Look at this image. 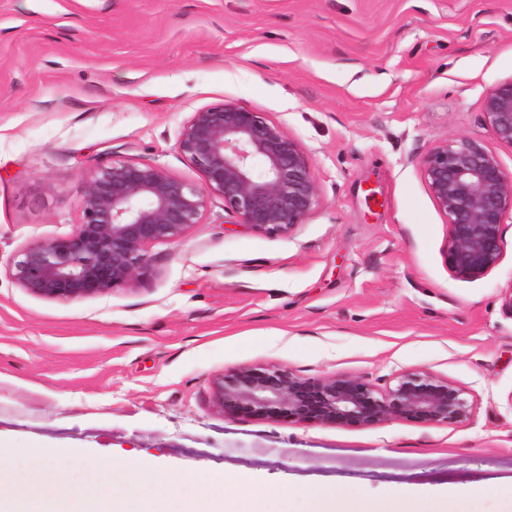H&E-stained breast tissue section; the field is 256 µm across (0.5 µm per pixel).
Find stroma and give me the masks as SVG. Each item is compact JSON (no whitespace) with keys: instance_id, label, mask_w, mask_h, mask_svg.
Wrapping results in <instances>:
<instances>
[{"instance_id":"stroma-1","label":"stroma","mask_w":512,"mask_h":512,"mask_svg":"<svg viewBox=\"0 0 512 512\" xmlns=\"http://www.w3.org/2000/svg\"><path fill=\"white\" fill-rule=\"evenodd\" d=\"M512 78V0H0V438L142 458L184 494L512 487V219L502 259L461 279L422 159L496 142L486 91ZM233 101L305 148L319 206L288 235L201 223L149 247L135 285L71 302L8 274L23 246L72 234L104 160L199 182L177 149L196 109ZM276 365L378 389L448 379L468 421L374 427L218 413L212 382ZM214 476V483L192 476Z\"/></svg>"}]
</instances>
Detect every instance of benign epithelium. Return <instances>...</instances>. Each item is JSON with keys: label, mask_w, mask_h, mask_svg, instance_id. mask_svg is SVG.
Returning a JSON list of instances; mask_svg holds the SVG:
<instances>
[{"label": "benign epithelium", "mask_w": 512, "mask_h": 512, "mask_svg": "<svg viewBox=\"0 0 512 512\" xmlns=\"http://www.w3.org/2000/svg\"><path fill=\"white\" fill-rule=\"evenodd\" d=\"M483 106L494 139L512 147V78L487 90ZM177 146L201 184L158 164H98L82 180L75 231L19 249L9 265L15 283L54 301L132 284L149 271L148 248L183 239L200 223L209 196L224 199L238 224L275 235L295 230L320 204L301 144L239 103L224 101L192 112ZM424 175L448 222L450 271L461 279L485 275L502 259L512 176L496 153L471 139L434 146L424 160ZM213 395L214 407L223 414L247 409L323 424L375 426L402 418L448 426L467 421L472 411L460 388L422 370L402 372L381 391L356 378L310 379L285 367H245L216 377Z\"/></svg>", "instance_id": "7a95c632"}]
</instances>
